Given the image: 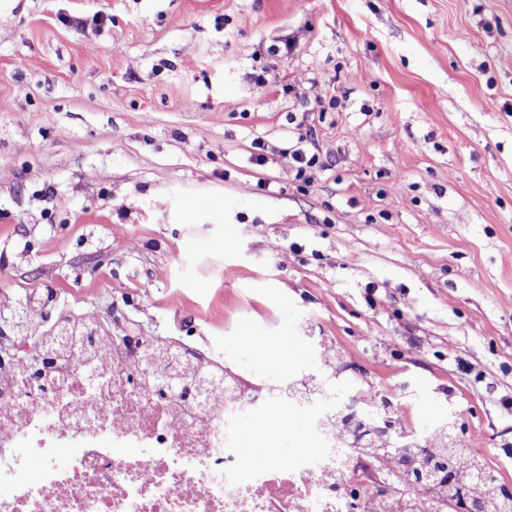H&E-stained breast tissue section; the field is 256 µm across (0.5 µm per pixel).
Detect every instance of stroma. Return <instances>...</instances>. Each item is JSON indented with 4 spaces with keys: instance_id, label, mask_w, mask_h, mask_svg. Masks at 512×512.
<instances>
[{
    "instance_id": "35a3bbf8",
    "label": "stroma",
    "mask_w": 512,
    "mask_h": 512,
    "mask_svg": "<svg viewBox=\"0 0 512 512\" xmlns=\"http://www.w3.org/2000/svg\"><path fill=\"white\" fill-rule=\"evenodd\" d=\"M35 288L256 374L243 335L324 337L512 487V0H0V301ZM291 159L298 165V175L304 178L308 187H314L315 176L313 171L321 170L325 167L320 157L315 152L310 153L306 147L297 146L291 154Z\"/></svg>"
}]
</instances>
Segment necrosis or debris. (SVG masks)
Returning <instances> with one entry per match:
<instances>
[{
    "mask_svg": "<svg viewBox=\"0 0 512 512\" xmlns=\"http://www.w3.org/2000/svg\"><path fill=\"white\" fill-rule=\"evenodd\" d=\"M102 361L55 356L37 379L0 362V512H363L365 489L381 512H448L415 480L429 447L400 437L394 478L367 469L363 443L336 412L318 407L309 375L280 371L276 385L234 402L159 396L132 369L137 338H115ZM272 402L306 422L305 448L256 462L239 419Z\"/></svg>",
    "mask_w": 512,
    "mask_h": 512,
    "instance_id": "1",
    "label": "necrosis or debris"
}]
</instances>
